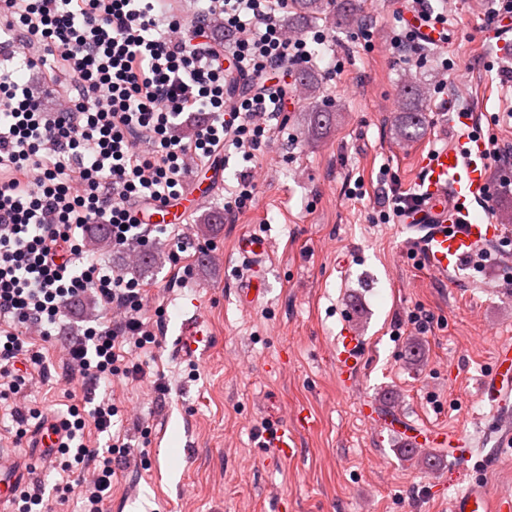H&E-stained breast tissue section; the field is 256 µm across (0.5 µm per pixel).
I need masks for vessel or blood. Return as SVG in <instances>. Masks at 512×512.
Masks as SVG:
<instances>
[{
  "label": "vessel or blood",
  "mask_w": 512,
  "mask_h": 512,
  "mask_svg": "<svg viewBox=\"0 0 512 512\" xmlns=\"http://www.w3.org/2000/svg\"><path fill=\"white\" fill-rule=\"evenodd\" d=\"M486 146L478 137L464 138L454 146L432 150L422 161L419 188L420 203L404 212L400 221L410 235L411 244L422 264L434 276L445 278L457 272L469 255L496 240L503 233L501 224L475 220L472 204L481 197L485 180ZM203 201L193 189H186L171 203L149 208L146 221L150 224H178ZM236 250L242 261V279L238 296L245 305L259 302L264 293L267 241L256 234H242L236 240ZM179 353L195 356L205 350L211 336L199 311L187 312L180 326ZM365 351V341L355 331L340 336L332 351L336 370L342 382H350ZM479 394L495 409L512 407V341L500 342L495 349L494 365L479 383ZM388 428L404 436L413 451L423 449L420 428L400 414H392ZM268 445L277 456H293L296 437L287 427L273 429ZM431 441L447 449L448 462L454 467L471 470L480 459L469 436L463 433H437ZM25 476L19 462L0 456V501L8 499ZM451 512H512V499L491 496L481 479L475 478L459 490L451 501Z\"/></svg>",
  "instance_id": "1"
}]
</instances>
